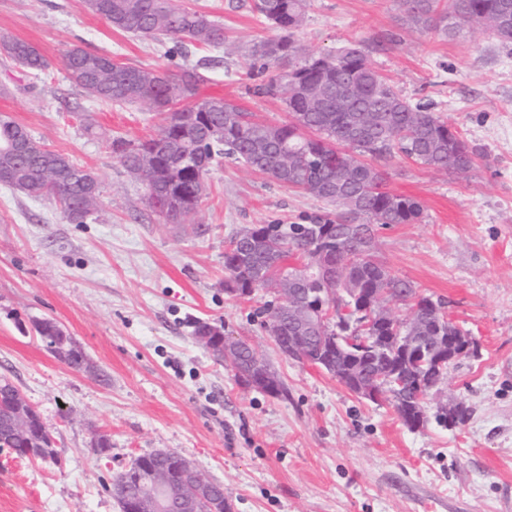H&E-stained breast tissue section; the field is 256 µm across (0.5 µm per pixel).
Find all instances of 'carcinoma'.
<instances>
[{
  "mask_svg": "<svg viewBox=\"0 0 512 512\" xmlns=\"http://www.w3.org/2000/svg\"><path fill=\"white\" fill-rule=\"evenodd\" d=\"M310 0H254L253 9L266 24L283 32L256 42L251 62L263 65L293 60L299 53L294 39ZM88 11L116 30L141 37L163 35L178 45H224V26L210 15L180 9L172 0H86ZM405 23L433 28L453 39L478 20H512V0H399ZM5 54L27 73L37 76L48 61L34 45L1 40ZM69 79L92 99L140 104L161 117V131L137 142L114 138L112 153L132 173L154 176L162 185L163 220L182 224L201 206L193 189L197 177H207L217 159L228 155L306 195L336 205V212L308 217L306 224H264L253 240L230 239L224 250V288H246L248 295L270 289L289 278L307 294L304 270L327 259L336 264L331 287L342 294L349 288L378 293L384 302L410 310L406 320L390 316L368 336H383L380 348L359 353L365 381L399 366L400 394L416 397L423 380L436 387L445 374L420 348L407 351L405 337L414 321L430 313L433 298L411 281L394 274L375 255L377 231L392 224H414L423 216L422 204L383 188L387 172L363 161L389 163L406 158L457 174H466L482 152L463 139L429 103H411L367 62L356 46L334 57H310L275 75L260 91L280 97L290 114L284 124L258 121L245 109L222 98L198 97L208 77L196 68L177 74L118 63L106 55L73 47L64 54ZM0 182L30 197H49L64 217L81 224L97 207L101 182L97 174L46 148L9 116L0 114ZM270 326L278 336L290 331L288 319L263 302ZM38 332L51 352L72 367L84 357L72 339L44 321ZM30 407L19 389L0 379V448L21 458L27 449L54 453L51 428L42 422L28 436L12 435L13 415ZM174 468L172 459L157 451L140 455L117 480L129 491H141L146 470Z\"/></svg>",
  "mask_w": 512,
  "mask_h": 512,
  "instance_id": "obj_1",
  "label": "carcinoma"
}]
</instances>
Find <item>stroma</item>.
I'll list each match as a JSON object with an SVG mask.
<instances>
[{"instance_id":"35a3bbf8","label":"stroma","mask_w":512,"mask_h":512,"mask_svg":"<svg viewBox=\"0 0 512 512\" xmlns=\"http://www.w3.org/2000/svg\"><path fill=\"white\" fill-rule=\"evenodd\" d=\"M224 26V47L175 46L113 29L84 0H0V38L37 46L39 76L0 55V113L48 148L92 169L99 208L72 224L51 198L0 185V377L53 430L57 461L0 450V512H120L108 487L140 455L171 450L224 487L230 512H512V52L485 28L448 40L405 24L396 0H312L297 34L301 56L362 47L410 101L438 114L482 151L459 175L411 161L387 164L386 190L424 208L415 224L380 229L377 255L447 306L478 356L451 367L437 398L467 412L409 429L385 402L358 398L333 376L283 356L255 315L261 298L224 290V248L240 228L304 223L330 204L225 157L186 223L168 224L108 146L157 134L134 105L87 97L62 55L72 47L128 65L195 67L219 96L260 121L288 122L284 103L255 94L254 42L276 32L253 0H174ZM53 321L88 365L47 348ZM248 338L287 390L240 385L194 336L197 322ZM110 450L97 454L96 434Z\"/></svg>"}]
</instances>
